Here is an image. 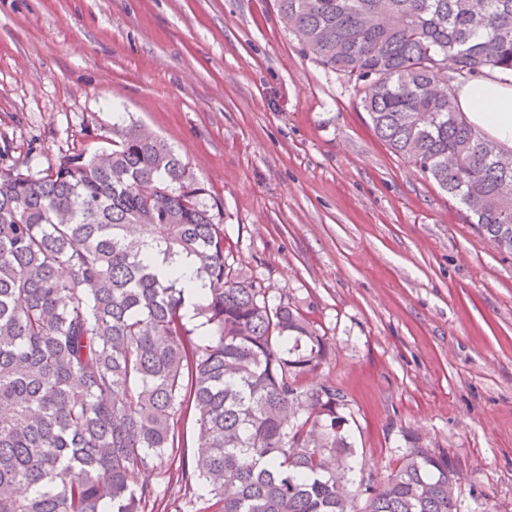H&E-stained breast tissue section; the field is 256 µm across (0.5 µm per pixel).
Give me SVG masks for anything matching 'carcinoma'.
Here are the masks:
<instances>
[{"label": "carcinoma", "instance_id": "carcinoma-1", "mask_svg": "<svg viewBox=\"0 0 512 512\" xmlns=\"http://www.w3.org/2000/svg\"><path fill=\"white\" fill-rule=\"evenodd\" d=\"M278 3L377 137L512 255V164L454 103L456 83L512 77V0ZM86 136L96 147L38 176L0 173V512H145L188 412L196 512H458L448 457L417 445L382 486L354 488L346 396L305 383L325 336L232 275L205 185L164 140L135 123ZM176 255L206 288L204 336Z\"/></svg>", "mask_w": 512, "mask_h": 512}]
</instances>
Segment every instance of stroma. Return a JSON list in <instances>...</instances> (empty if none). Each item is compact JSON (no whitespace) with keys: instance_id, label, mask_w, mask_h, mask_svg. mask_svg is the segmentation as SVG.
<instances>
[{"instance_id":"35a3bbf8","label":"stroma","mask_w":512,"mask_h":512,"mask_svg":"<svg viewBox=\"0 0 512 512\" xmlns=\"http://www.w3.org/2000/svg\"><path fill=\"white\" fill-rule=\"evenodd\" d=\"M130 119L204 183L237 271L325 335L308 381L345 392L357 479L415 439L454 463L460 512H512V256L376 137L278 0H0V172ZM167 473L147 512H192L200 486Z\"/></svg>"}]
</instances>
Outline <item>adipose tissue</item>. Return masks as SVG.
Returning <instances> with one entry per match:
<instances>
[{
    "label": "adipose tissue",
    "mask_w": 512,
    "mask_h": 512,
    "mask_svg": "<svg viewBox=\"0 0 512 512\" xmlns=\"http://www.w3.org/2000/svg\"><path fill=\"white\" fill-rule=\"evenodd\" d=\"M454 100L472 124L497 143L512 148V84L501 80L498 72L461 85Z\"/></svg>",
    "instance_id": "adipose-tissue-1"
}]
</instances>
